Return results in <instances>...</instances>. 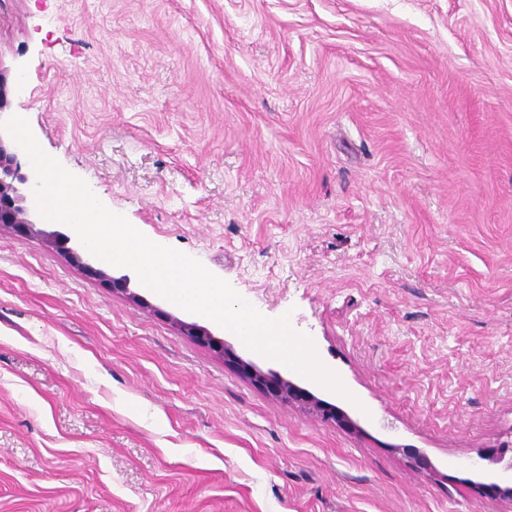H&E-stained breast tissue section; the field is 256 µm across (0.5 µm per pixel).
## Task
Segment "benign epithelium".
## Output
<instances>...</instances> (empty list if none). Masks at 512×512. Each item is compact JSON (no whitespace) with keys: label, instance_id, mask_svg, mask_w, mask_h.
<instances>
[{"label":"benign epithelium","instance_id":"1","mask_svg":"<svg viewBox=\"0 0 512 512\" xmlns=\"http://www.w3.org/2000/svg\"><path fill=\"white\" fill-rule=\"evenodd\" d=\"M21 147L5 131H0V229L11 228L18 232L37 234L53 247L65 248L66 255L81 265L89 273L103 277L105 272L96 267L94 256L75 235L58 231H46L36 228L39 212L34 198L35 171L25 170L19 161ZM180 331L200 344L206 345L226 355L230 350L223 340L213 336L206 328L195 323L177 321ZM241 373L254 384L265 389L273 396L308 407L327 420L339 425H349L351 420L339 408L323 401L307 389L278 372L261 371L251 363L232 356ZM474 488L485 495H503L512 497V484L500 485L496 482H476Z\"/></svg>","mask_w":512,"mask_h":512}]
</instances>
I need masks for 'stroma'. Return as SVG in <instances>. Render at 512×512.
<instances>
[{
  "label": "stroma",
  "mask_w": 512,
  "mask_h": 512,
  "mask_svg": "<svg viewBox=\"0 0 512 512\" xmlns=\"http://www.w3.org/2000/svg\"><path fill=\"white\" fill-rule=\"evenodd\" d=\"M8 115L289 315L341 426L214 321L0 235V512H512V0H0ZM176 323L184 335L193 338L200 344L211 347L216 351H220L225 355L229 354L230 350L224 346L223 340L213 336L206 328L199 326L196 323L182 320H177ZM232 361L237 364L241 373L273 396L288 403L308 407L319 413L324 419L332 420L339 425L351 424V420L341 409L318 398L290 378L278 372L269 371L265 373L255 365L243 361L238 356H232Z\"/></svg>",
  "instance_id": "stroma-1"
}]
</instances>
